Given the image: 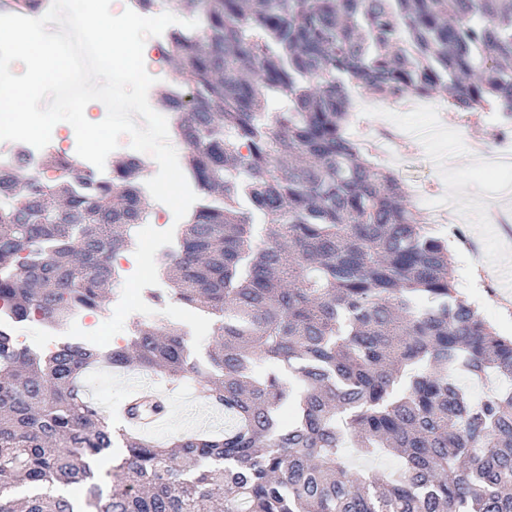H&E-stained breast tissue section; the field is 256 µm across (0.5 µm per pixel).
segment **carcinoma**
Here are the masks:
<instances>
[{"label": "carcinoma", "instance_id": "carcinoma-1", "mask_svg": "<svg viewBox=\"0 0 512 512\" xmlns=\"http://www.w3.org/2000/svg\"><path fill=\"white\" fill-rule=\"evenodd\" d=\"M167 4L202 16L170 33L189 99L167 106L206 203L156 262L216 318L207 361L175 324L44 359L0 330V512H512V337L459 299L448 243L348 133L355 89L512 114V0ZM51 168L37 186L0 169V298L10 321L62 328L104 308L148 212L132 158L87 192L72 161ZM99 362L190 379L235 424L114 436L79 384ZM459 371L504 387L477 399Z\"/></svg>", "mask_w": 512, "mask_h": 512}]
</instances>
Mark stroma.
<instances>
[{
    "label": "stroma",
    "instance_id": "1",
    "mask_svg": "<svg viewBox=\"0 0 512 512\" xmlns=\"http://www.w3.org/2000/svg\"><path fill=\"white\" fill-rule=\"evenodd\" d=\"M495 118L484 112L465 119L457 112L438 113L430 120L421 115L398 112L387 106L373 112L354 115L352 129L357 137L374 136L378 127L406 124L418 133L410 152L401 154L395 172L409 188L412 205H423L427 231L451 239V227L435 223V205L465 210L469 245H456L451 253L452 270L459 296L478 310L497 333L512 336V229L485 221L486 206L496 203L501 210L512 211V197L502 193L512 183V171L482 173L481 161L471 153L468 142L485 136ZM153 323L172 322L186 332L187 345L194 358L204 359L211 340L212 319L185 308L175 299L158 305ZM155 383L167 389L173 406L171 416L163 418L153 433L163 442L174 435L223 431V414L197 397L192 381L170 385L131 367L121 371L98 366L81 378L84 391L93 404L116 408L132 389Z\"/></svg>",
    "mask_w": 512,
    "mask_h": 512
}]
</instances>
